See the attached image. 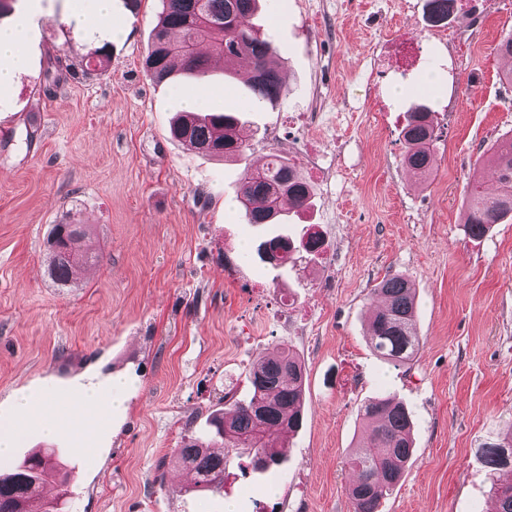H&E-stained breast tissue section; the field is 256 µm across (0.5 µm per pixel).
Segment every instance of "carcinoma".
<instances>
[{
	"instance_id": "cac0c4a2",
	"label": "carcinoma",
	"mask_w": 512,
	"mask_h": 512,
	"mask_svg": "<svg viewBox=\"0 0 512 512\" xmlns=\"http://www.w3.org/2000/svg\"><path fill=\"white\" fill-rule=\"evenodd\" d=\"M162 11L144 59L146 74L163 82L175 74L195 76L206 72L208 60L197 46L208 40L224 56V65L245 61L249 71L244 83L253 102H277L287 95L272 39L256 29L252 18L260 0H161ZM426 22L438 26L448 19L454 0H427ZM239 118L232 112L207 115L184 113L171 125L173 138L211 156L244 162L236 200L244 207L251 224H275L282 216V201L293 207L311 199L309 184L292 164L270 155L261 166L247 161V145L236 135ZM405 145L403 162L414 174L424 176L433 167L435 128L429 108L413 107L401 130ZM489 163L497 189L485 193L473 188L465 217L470 236L483 237L494 224L512 220V138L494 145ZM72 250H49L47 273L62 287L72 283L76 270L97 259L86 245L89 231L76 224ZM382 303L370 312L372 350L384 360L403 364L420 345L413 288L402 276L384 278L372 290ZM250 394L241 402L224 395V412L209 419L215 448L195 435L184 436L177 450L178 461L196 476L195 485L207 488L224 481V459L232 452H245L264 460L257 469L266 471L281 464L280 439L298 431L302 424L305 369L290 351L260 353L251 363ZM362 420L368 423L366 436L352 449L348 464L357 473L349 486L352 512H378L381 499L391 493L403 477L413 453V422L406 406L394 397L378 396L364 402ZM35 452L19 463L0 468V512H33L35 493L52 467L41 465L44 454ZM483 461L494 490L496 512H512V433L499 443L484 448Z\"/></svg>"
}]
</instances>
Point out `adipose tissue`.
Returning <instances> with one entry per match:
<instances>
[{"mask_svg": "<svg viewBox=\"0 0 512 512\" xmlns=\"http://www.w3.org/2000/svg\"><path fill=\"white\" fill-rule=\"evenodd\" d=\"M25 53L23 49V26L14 24L0 27V87L11 84L23 71ZM125 386L118 380L113 384L111 397H103L95 387H88L71 405L68 413H61L57 399L49 394H29L17 400L19 421L0 425V457L7 455L23 433V419L37 420L51 434L62 431L67 422L84 419L91 414L104 413L107 406H119L120 393Z\"/></svg>", "mask_w": 512, "mask_h": 512, "instance_id": "adipose-tissue-1", "label": "adipose tissue"}]
</instances>
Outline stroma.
Returning <instances> with one entry per match:
<instances>
[{
	"mask_svg": "<svg viewBox=\"0 0 512 512\" xmlns=\"http://www.w3.org/2000/svg\"><path fill=\"white\" fill-rule=\"evenodd\" d=\"M72 0H16L31 13L28 62L0 92V424L15 394H77L133 382L122 411L91 438H46L38 421L12 456L57 449L69 512H352L349 452L359 410L391 394L414 423V453L379 512H489L486 444L512 427V223L480 239L464 226L472 182L495 188L491 146L512 136V0L456 12L452 36L423 21L425 0H261L254 17L278 48L288 93L249 102L241 74L155 83L143 70L160 0L90 34ZM107 46L86 68L82 40ZM415 51L399 56L398 42ZM238 113L252 163L275 153L312 187L308 207L248 223L235 196L243 165L170 136L180 96ZM431 111L435 165H403L408 110ZM55 224H85L99 256L65 288L46 273ZM322 254L282 267L257 249L311 225ZM415 289L421 336L394 366L369 347L371 291L387 276ZM292 350L306 368L303 420L283 463L252 470L229 454L224 484L193 490L174 462L186 429L202 432L225 392L249 395L262 351Z\"/></svg>",
	"mask_w": 512,
	"mask_h": 512,
	"instance_id": "stroma-1",
	"label": "stroma"
}]
</instances>
